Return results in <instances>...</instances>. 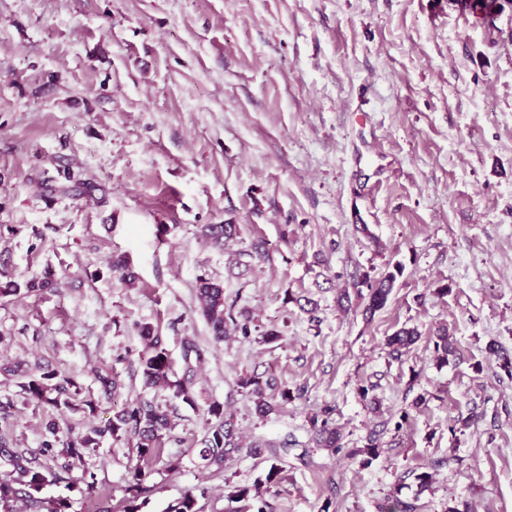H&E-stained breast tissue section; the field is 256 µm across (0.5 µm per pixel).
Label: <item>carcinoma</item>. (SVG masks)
<instances>
[{
  "mask_svg": "<svg viewBox=\"0 0 512 512\" xmlns=\"http://www.w3.org/2000/svg\"><path fill=\"white\" fill-rule=\"evenodd\" d=\"M201 234L210 243L222 246L228 240L240 236V226L226 222L224 224H204ZM402 265L396 264L394 270L379 278L365 274L358 285L368 290L365 313L373 315L383 309L392 292V288L401 274ZM196 297L198 310L206 320L214 340L220 342L232 331L245 339L256 336L263 344H273L281 340L282 333L276 329H260L254 319L246 311L234 316L226 306L224 286L203 275L197 279ZM142 337L147 341V351L140 357L141 373L144 385L148 388H159L169 393L173 399L179 400L191 407L196 406V397L191 382L186 379L173 378L171 362L164 348L161 337L151 331V327L141 328ZM420 338L416 327H403L387 337L386 345L393 354H403ZM434 350L438 361L448 363V355L454 352L453 344L448 336V329L442 327L435 335ZM4 373L13 376H23L19 383L20 394L24 402H34L38 405L57 411L97 409L96 400L84 395V387L77 378L62 375L53 370L24 371L20 367H6ZM237 386L244 392L254 405V412L260 418H265L277 410L274 402L275 395H280L286 402L290 394L286 389H279L276 378L262 377L258 374H246L238 378ZM207 432L199 450L202 470L213 474L224 472L226 458L241 450L233 422L224 417V405L212 402L207 408ZM328 411L322 416L311 418L317 443L323 448L340 447V435L331 427ZM170 425L169 410L152 401L137 400L123 410L115 413L100 425H92L85 431L69 436L61 441L58 437L56 423L50 422L46 429L48 436L36 452L10 447L9 443L0 438V512H18V503H23L27 512H68L71 508L69 496L59 494L48 496L45 489L48 486L60 484L71 492L75 489L68 478L52 470L47 461L59 456L65 458L62 472L71 469L74 464L85 465V457L94 454L106 438L119 440L131 437L135 440L138 464L132 480L126 488L129 497L124 499L122 512H140L147 505L154 486L147 483L152 472V465L159 454L163 437ZM271 461L265 478L253 486H228L225 494L227 501L232 504L230 512H264L262 493L263 485H275L282 471L283 457L275 450L267 457Z\"/></svg>",
  "mask_w": 512,
  "mask_h": 512,
  "instance_id": "carcinoma-1",
  "label": "carcinoma"
}]
</instances>
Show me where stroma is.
<instances>
[{
  "instance_id": "obj_1",
  "label": "stroma",
  "mask_w": 512,
  "mask_h": 512,
  "mask_svg": "<svg viewBox=\"0 0 512 512\" xmlns=\"http://www.w3.org/2000/svg\"><path fill=\"white\" fill-rule=\"evenodd\" d=\"M227 221L241 242L200 237ZM257 238L269 258L240 255ZM398 263L365 320L360 275ZM48 275L55 289L0 297V365L77 376L99 408L19 402L0 419L15 447L40 448L48 418L64 439L144 399L172 420L145 512L200 485L202 512H224L225 482L265 473L246 446L286 438L266 512H382L395 496L512 512V376L487 350L512 354V5L486 19L455 0H0V284ZM202 275L282 340L214 342ZM143 324L196 407L144 388ZM405 325L421 338L396 359L386 339ZM253 372L292 395L263 419L235 385ZM213 401L244 445L217 478L198 457ZM324 409L336 452L311 428ZM136 464L132 441L108 439L71 476L90 470L116 502Z\"/></svg>"
}]
</instances>
